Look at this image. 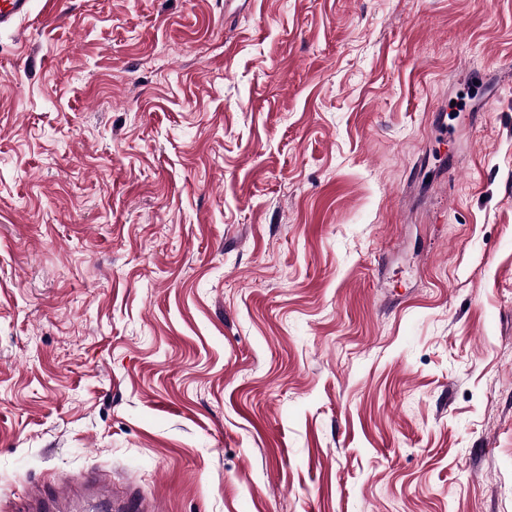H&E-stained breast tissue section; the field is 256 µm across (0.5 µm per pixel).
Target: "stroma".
I'll use <instances>...</instances> for the list:
<instances>
[{"label":"stroma","mask_w":512,"mask_h":512,"mask_svg":"<svg viewBox=\"0 0 512 512\" xmlns=\"http://www.w3.org/2000/svg\"><path fill=\"white\" fill-rule=\"evenodd\" d=\"M512 512V0H33L0 28V512Z\"/></svg>","instance_id":"obj_1"}]
</instances>
